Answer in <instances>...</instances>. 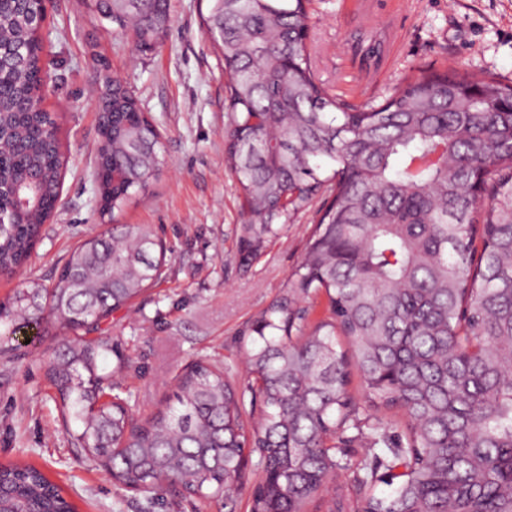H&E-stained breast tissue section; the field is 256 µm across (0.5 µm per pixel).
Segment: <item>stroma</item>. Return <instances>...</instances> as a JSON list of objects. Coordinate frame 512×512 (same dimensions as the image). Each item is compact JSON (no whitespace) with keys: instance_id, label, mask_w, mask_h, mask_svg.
Returning a JSON list of instances; mask_svg holds the SVG:
<instances>
[{"instance_id":"stroma-1","label":"stroma","mask_w":512,"mask_h":512,"mask_svg":"<svg viewBox=\"0 0 512 512\" xmlns=\"http://www.w3.org/2000/svg\"><path fill=\"white\" fill-rule=\"evenodd\" d=\"M311 0L308 47L320 80L347 102L383 99L412 71L454 67L512 82V0ZM208 0H170L171 22L160 47L138 51L90 12L84 0H53L43 28L42 58L51 79L45 107L57 117L66 165L55 217L44 224L25 275H0V300L24 279L51 283L67 252L112 224H147L166 243L160 283L112 315V337L128 359L100 364L129 400L150 417L188 363L204 358L240 368L244 339L260 313L286 289L320 217L319 203L294 216L266 251L242 263L238 251L241 190L224 166V65L202 27ZM381 42L383 63L361 68V43ZM106 59L162 135L166 164L144 192L111 221L97 213L94 153L99 72ZM61 340L51 322L29 341L0 338V465L40 469L77 512H193L168 487L149 494L115 485L99 465L69 447L43 362Z\"/></svg>"}]
</instances>
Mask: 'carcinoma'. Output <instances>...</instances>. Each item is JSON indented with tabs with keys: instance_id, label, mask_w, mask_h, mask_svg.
<instances>
[{
	"instance_id": "carcinoma-1",
	"label": "carcinoma",
	"mask_w": 512,
	"mask_h": 512,
	"mask_svg": "<svg viewBox=\"0 0 512 512\" xmlns=\"http://www.w3.org/2000/svg\"><path fill=\"white\" fill-rule=\"evenodd\" d=\"M150 48L169 0H90ZM309 0H212L206 31L228 76L224 163L265 238L324 193L314 238L287 291L245 347L247 375L188 365L155 413L138 419L98 360L115 355L112 312L162 276L152 230L114 224L74 249L52 285L23 282L0 326L50 320L65 333L45 376L73 448L109 463L121 489L174 486L207 506L241 484L244 453L263 474L250 512H512V84L453 68L419 69L385 99L349 104L316 76ZM39 0H0V270L25 268L57 207L65 157L42 106ZM165 164L161 134L122 81L101 97L95 181L100 218L146 190ZM323 292L328 315L304 326L299 301ZM343 336L349 349L339 347ZM364 390L347 392L351 368ZM406 418L396 434L382 415ZM341 435L381 450L349 469ZM394 484L391 493L377 483ZM0 512H76L39 469L0 465Z\"/></svg>"
}]
</instances>
